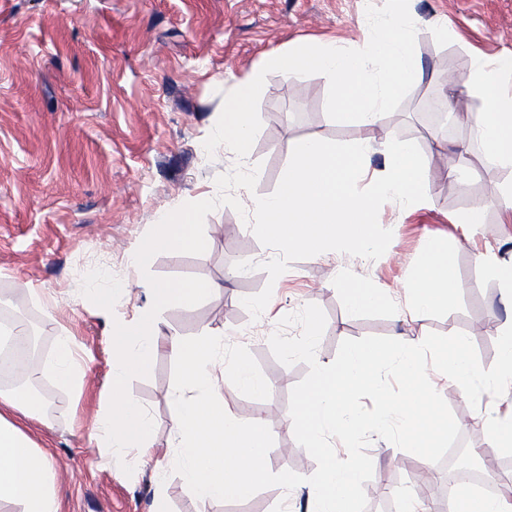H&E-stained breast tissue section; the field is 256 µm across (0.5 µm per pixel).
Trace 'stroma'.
I'll use <instances>...</instances> for the list:
<instances>
[{"instance_id":"stroma-1","label":"stroma","mask_w":512,"mask_h":512,"mask_svg":"<svg viewBox=\"0 0 512 512\" xmlns=\"http://www.w3.org/2000/svg\"><path fill=\"white\" fill-rule=\"evenodd\" d=\"M384 0H0V309L12 308L18 321L39 323L40 364L50 362L56 338L73 337L83 372V389L74 393L52 375L37 408L34 439L49 455L61 512H150L153 475L162 470L170 512H273L281 500L305 498L306 488L263 489L245 502L202 508L172 470L171 417L174 360L167 348L152 358L150 373L131 380L129 389L154 422L152 459L118 460L98 447L94 424L104 409L111 348L107 322L80 292L83 276L102 268L118 277L127 292L114 307V319H131L147 296L130 255L159 214L184 203L217 196V176L237 165L234 154L204 142L223 108L224 96L240 79L256 75L271 50L291 45L361 44L367 5ZM417 25L416 53L424 76L401 106L373 126L340 124L326 114L327 80L311 76L268 75L259 102L262 127L251 163L261 170L255 191L233 189L241 203L251 195L271 194L287 165L286 145L320 136L385 145L414 141L429 154L428 204L403 210L382 205L378 221L392 230L385 254L376 260L333 253L292 262L276 281L258 263L274 256L244 219L222 206L207 215L210 240L200 255L159 253L150 264L158 277L196 276L219 285V292L194 307H169L158 316L161 335L184 337L223 333L227 343L246 346L270 387L269 399L243 396L230 382L220 384L227 409L242 420L262 416L274 446L267 454L272 472L308 476L313 458L299 447L289 413V396L307 373L305 364L285 366L273 356L268 339L276 319H252L243 297L272 286L283 314L313 303L327 324L317 353L333 361L342 340L369 335L413 343L428 333L462 332L472 340L483 367L496 359V340L507 312L498 280L481 256L486 245L512 235L500 221L498 202L480 195L481 187L512 177L481 149L469 112L483 109L481 98L460 93L454 107L460 120L452 130L427 121L430 101L440 99L448 71L468 76L474 53L512 50V0H409ZM454 25L463 41L441 39L436 27ZM464 155L474 175L450 181L447 157ZM479 210L481 223L467 243H457L456 217ZM440 238L454 252L456 290L449 306L403 321L404 287L415 276L421 253ZM255 262L238 272L235 262ZM390 290L386 307L349 313L344 284ZM452 411H467L471 422L457 442L480 448L492 468L512 476V454L490 446V431L478 416L494 405L482 394L470 407L451 381L436 383ZM374 473L364 488L391 489V508L421 465L417 456L372 438L366 449ZM132 464L125 475L122 463Z\"/></svg>"}]
</instances>
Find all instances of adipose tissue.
<instances>
[{
	"label": "adipose tissue",
	"mask_w": 512,
	"mask_h": 512,
	"mask_svg": "<svg viewBox=\"0 0 512 512\" xmlns=\"http://www.w3.org/2000/svg\"><path fill=\"white\" fill-rule=\"evenodd\" d=\"M462 85L493 103V113L477 112L473 119L486 151L499 166L512 170V52L476 54ZM454 286L450 250L430 241L410 287V314L447 304ZM35 416L36 400L30 393L0 390V503L15 504L18 512H61L51 464L27 426Z\"/></svg>",
	"instance_id": "ef3b65f1"
}]
</instances>
